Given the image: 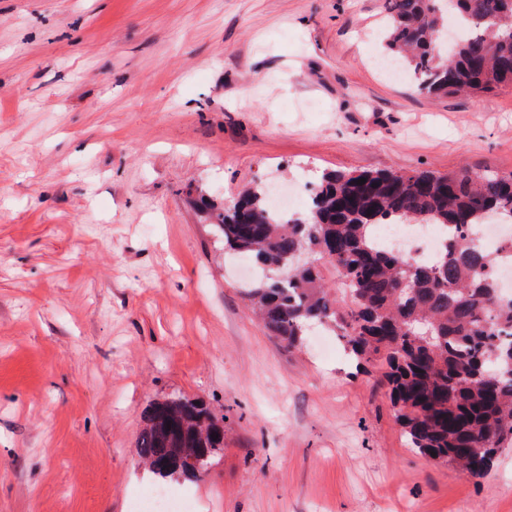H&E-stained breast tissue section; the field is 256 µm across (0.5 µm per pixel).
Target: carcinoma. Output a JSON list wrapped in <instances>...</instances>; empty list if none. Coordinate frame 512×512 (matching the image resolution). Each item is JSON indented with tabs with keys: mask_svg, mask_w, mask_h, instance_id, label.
<instances>
[{
	"mask_svg": "<svg viewBox=\"0 0 512 512\" xmlns=\"http://www.w3.org/2000/svg\"><path fill=\"white\" fill-rule=\"evenodd\" d=\"M381 58L430 95L512 86V0H386ZM365 183H359V179ZM224 249L251 258L262 278L254 313L288 347L310 324L331 330L359 369L383 370L406 443L419 453L487 476L512 448V299L500 294L493 258L468 231L512 218V178L468 166L329 171L291 217L268 190L249 188L219 209ZM381 224H439L451 231L440 257L414 263L380 246ZM337 274L336 289L316 262ZM224 425L200 401L151 403L136 449L156 481L192 479L191 455L212 459Z\"/></svg>",
	"mask_w": 512,
	"mask_h": 512,
	"instance_id": "obj_1",
	"label": "carcinoma"
}]
</instances>
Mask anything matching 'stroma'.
Returning <instances> with one entry per match:
<instances>
[{
    "mask_svg": "<svg viewBox=\"0 0 512 512\" xmlns=\"http://www.w3.org/2000/svg\"><path fill=\"white\" fill-rule=\"evenodd\" d=\"M385 0H0V512H130L146 407L224 420L196 512H512L408 448L379 373L252 315L199 210L323 172H512V88L379 69Z\"/></svg>",
    "mask_w": 512,
    "mask_h": 512,
    "instance_id": "stroma-1",
    "label": "stroma"
}]
</instances>
